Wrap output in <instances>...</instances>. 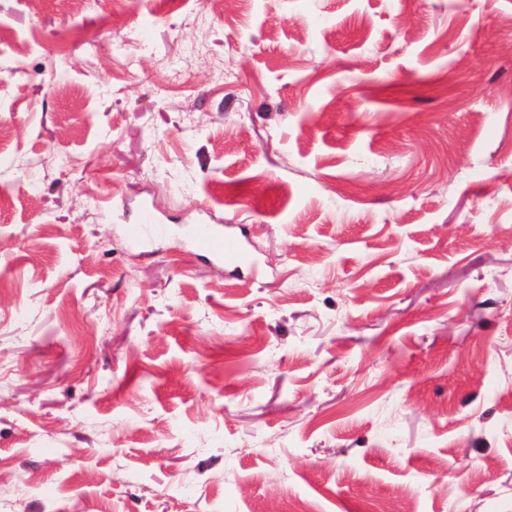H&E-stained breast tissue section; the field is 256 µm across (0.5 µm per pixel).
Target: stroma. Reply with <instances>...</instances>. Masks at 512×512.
<instances>
[{
	"instance_id": "1",
	"label": "stroma",
	"mask_w": 512,
	"mask_h": 512,
	"mask_svg": "<svg viewBox=\"0 0 512 512\" xmlns=\"http://www.w3.org/2000/svg\"><path fill=\"white\" fill-rule=\"evenodd\" d=\"M0 125V512H512V0H0ZM162 231V225L158 224L156 215L149 207L141 210L137 224H127L124 227L126 240L133 245H140ZM243 235L223 233L212 224H194L191 244L193 250L222 262L233 272L253 270L256 260L245 247Z\"/></svg>"
}]
</instances>
